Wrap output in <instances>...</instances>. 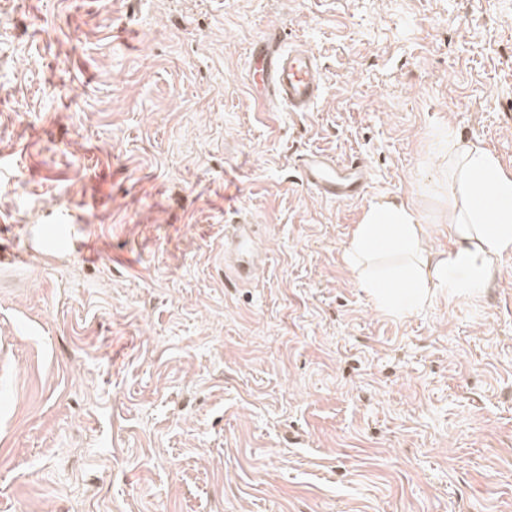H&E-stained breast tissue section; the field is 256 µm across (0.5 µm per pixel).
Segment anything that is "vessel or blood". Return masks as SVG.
Returning <instances> with one entry per match:
<instances>
[{"label":"vessel or blood","mask_w":512,"mask_h":512,"mask_svg":"<svg viewBox=\"0 0 512 512\" xmlns=\"http://www.w3.org/2000/svg\"><path fill=\"white\" fill-rule=\"evenodd\" d=\"M249 77L259 96L261 107L291 112H306L322 94L320 65L309 49L287 45L278 29H268L251 45ZM304 182L321 196L336 201L357 199L366 185V172L360 163L339 164L319 153L305 155L300 161ZM232 253L239 255L235 272L248 279L253 260L247 259L250 244L244 233L234 234L229 243Z\"/></svg>","instance_id":"1"}]
</instances>
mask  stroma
I'll return each instance as SVG.
<instances>
[{
    "label": "stroma",
    "instance_id": "stroma-1",
    "mask_svg": "<svg viewBox=\"0 0 512 512\" xmlns=\"http://www.w3.org/2000/svg\"><path fill=\"white\" fill-rule=\"evenodd\" d=\"M271 27L311 111L257 104ZM452 134L512 170V0H0V512H512V256L400 319L343 260L381 197L448 249ZM249 77L267 110L308 112L322 94L318 58L303 46H288L277 28L252 43ZM302 179L321 196L336 201L357 199L366 185V172L359 162L339 164L319 153L300 160ZM228 245L230 252L236 254L240 261V263L234 267L237 277L240 280H247L252 274L255 261L250 259L244 260L242 257L244 254L251 251L250 243L247 241L244 232L240 230V233H235Z\"/></svg>",
    "mask_w": 512,
    "mask_h": 512
}]
</instances>
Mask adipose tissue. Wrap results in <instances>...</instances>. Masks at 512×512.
<instances>
[{
  "label": "adipose tissue",
  "mask_w": 512,
  "mask_h": 512,
  "mask_svg": "<svg viewBox=\"0 0 512 512\" xmlns=\"http://www.w3.org/2000/svg\"><path fill=\"white\" fill-rule=\"evenodd\" d=\"M448 166V252L427 248L426 225L398 198L372 203L345 250L347 265L384 315H410L441 295H478L512 254V171L457 136L448 139Z\"/></svg>",
  "instance_id": "obj_1"
}]
</instances>
